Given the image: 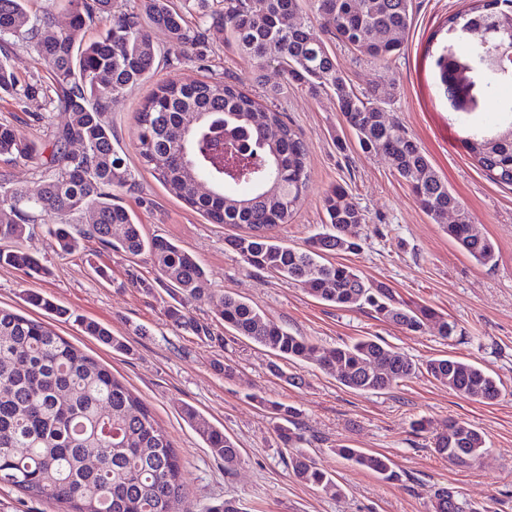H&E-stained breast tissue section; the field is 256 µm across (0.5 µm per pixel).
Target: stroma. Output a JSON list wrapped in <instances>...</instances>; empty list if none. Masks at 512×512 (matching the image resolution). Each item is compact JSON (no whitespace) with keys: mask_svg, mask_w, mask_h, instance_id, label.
<instances>
[{"mask_svg":"<svg viewBox=\"0 0 512 512\" xmlns=\"http://www.w3.org/2000/svg\"><path fill=\"white\" fill-rule=\"evenodd\" d=\"M459 7L458 0H413L414 19L404 50L388 64L357 59L338 44L333 50L355 89L366 92L378 83L390 87L389 113L421 145L472 224L494 243L497 263L492 267L477 264L456 246L420 209L384 156L359 148L335 96L287 84L275 66L264 71L262 82H254L250 63L230 45L209 43L184 57L171 48L164 31L152 29L158 49L153 72L108 114L137 180L134 190L119 191L120 200L136 214L144 233L187 249L208 273L210 298L194 305L197 319L223 334L224 324L214 313L224 295L236 294L289 332L326 349L364 336L379 338L418 368L392 389L356 391L311 362L284 364V371L300 378L291 385L272 375L269 356L257 347L226 336L217 348L175 329L165 317L171 298L157 283L147 258L131 260L92 241L74 254L58 255L47 233L56 221L51 214L43 215L23 242L28 252L44 258L47 274L33 279L0 266V306L27 313L25 294L40 292L125 338L129 351L122 354L84 335L74 323L56 325L61 336L107 365L139 396L173 439L184 464L187 493L171 503L170 512H202L224 498L236 499L242 512H434L435 494L442 488L474 512H512V189L488 179L464 145L472 129L498 119L501 100L512 97V75L500 77L490 92L486 77L472 73L475 107L469 112L453 107L440 85L432 35ZM9 61L21 83L32 85L37 95L24 106L1 97L0 121L45 140L47 123L67 119L66 113H51L45 106L52 64L22 41L12 46ZM215 78L243 80L259 96L268 87L280 86L276 103L307 144L309 188L279 237L288 245L303 246L325 219L324 193L344 185L366 222L355 230L359 250L335 254V261L387 284L407 304L424 305L447 317L457 325L455 336L443 338L431 329L414 333L363 310H341L298 285L248 267L224 243L235 227L210 223L144 168L134 144L136 113L145 97L169 79L191 84ZM133 273L151 282V289L132 285ZM448 356L478 363L498 377L500 397L481 403L429 377L427 361ZM217 359L232 365L233 377L213 369ZM260 396L298 410L302 448L317 467L332 474L339 493L294 476L287 449L280 447L268 412L256 402ZM187 404L236 441L243 458L237 470L225 471L184 421L181 409ZM420 419L468 422L483 433L485 453L466 466L437 455L430 446L431 433L412 428ZM339 446L386 456L395 479L350 466L336 454Z\"/></svg>","mask_w":512,"mask_h":512,"instance_id":"1","label":"stroma"}]
</instances>
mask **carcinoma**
<instances>
[{"mask_svg":"<svg viewBox=\"0 0 512 512\" xmlns=\"http://www.w3.org/2000/svg\"><path fill=\"white\" fill-rule=\"evenodd\" d=\"M28 0H0V95L24 104L30 91L19 86L9 65L10 40L33 44L53 63L52 109L68 114L50 127L45 148L8 121L0 122V160L37 159L42 175L32 187L0 180V266L30 277L46 274L38 256L21 248L42 214L57 215L48 226L55 250L68 255L93 239L109 251L146 256L157 280L174 303L165 314L173 326L199 339L224 344L192 315L191 306L208 299L207 274L196 256L165 237L147 236L136 215L116 200L114 188L135 187L126 152L107 112L143 82L153 69L157 48L149 28L165 31L172 47L185 54L198 44L232 40L251 64L255 81L276 62L286 82L313 92L333 91L339 111L360 148L388 158L421 209L442 224L463 251L483 266L496 262L493 242L481 235L448 186L402 123L389 117L392 94L376 86L368 95L350 86L329 43L359 56L389 61L400 56L413 22L412 0H310L312 20L301 24L300 0H224L219 11L204 10L202 22L188 25L171 0H138L137 8L114 15L111 0H54V10L33 15ZM68 18L55 28V13ZM101 25L96 37L85 30ZM481 30L490 47L512 46V0H469L448 15L443 27ZM502 120L471 135L468 151L494 183L512 187V99L500 105ZM138 156L154 177L214 224H233L245 233L226 245L250 267L300 285L311 296L338 308L368 309L380 320L412 332L431 328L443 338L457 326L426 306L398 300L381 282L365 279L353 267L327 256L351 252L358 243L351 230L365 223L364 211L337 184L322 199L326 224L303 247L289 246L275 229L291 220L308 188L307 148L287 115L265 106L240 85L225 80L158 85L137 116ZM82 151L72 155L67 145ZM459 223L444 224L448 211ZM92 214L84 228L73 218ZM26 303L66 320L86 336L120 352L122 338L104 325L61 309L49 296L26 294ZM216 317L233 335L263 348L275 361L271 371L289 384L296 376L277 364L314 361L336 373V380L357 391H385L415 374L403 353L366 338L324 350L288 332L257 307L224 295ZM427 373L448 389L479 402L496 400V379L475 363L452 357L430 360ZM253 399L271 415L273 430L291 449L288 468L300 481L340 492L332 476L300 449L304 441L296 409L259 396ZM183 418L224 470L241 464L242 453L220 427L185 405ZM435 452L468 464L485 451L483 435L471 424L449 420L433 434ZM352 466L386 480L395 477L391 461L358 448L336 449ZM30 498L49 499L66 512H168L185 493L180 457L157 427L150 409L112 371L87 356L50 324L0 307V477ZM435 512H475L446 488L436 494Z\"/></svg>","mask_w":512,"mask_h":512,"instance_id":"carcinoma-1","label":"carcinoma"}]
</instances>
